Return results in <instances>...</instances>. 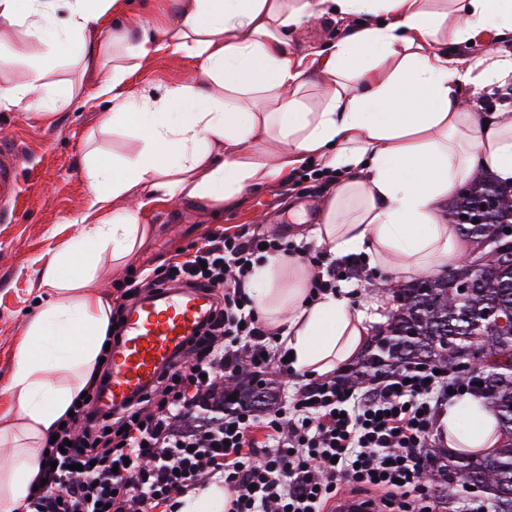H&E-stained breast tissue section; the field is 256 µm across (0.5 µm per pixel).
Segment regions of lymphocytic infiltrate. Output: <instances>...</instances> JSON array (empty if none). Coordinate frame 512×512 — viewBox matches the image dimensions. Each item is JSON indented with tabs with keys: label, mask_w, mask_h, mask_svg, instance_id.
Returning a JSON list of instances; mask_svg holds the SVG:
<instances>
[{
	"label": "lymphocytic infiltrate",
	"mask_w": 512,
	"mask_h": 512,
	"mask_svg": "<svg viewBox=\"0 0 512 512\" xmlns=\"http://www.w3.org/2000/svg\"><path fill=\"white\" fill-rule=\"evenodd\" d=\"M292 256L312 267L310 297L335 291L351 262L249 226L218 228L176 266L129 274L112 308L113 340L138 301L173 289L212 297L209 317L154 381L120 407H102L112 375L100 365L88 399L66 417L38 462L42 485L17 512H180L206 481L230 490V512H323L340 485L398 499L422 512L423 453L439 411L468 381L412 363L355 389L339 376L297 373L250 293L257 262ZM249 381L277 396L265 411L223 397L241 357Z\"/></svg>",
	"instance_id": "f902f5d3"
}]
</instances>
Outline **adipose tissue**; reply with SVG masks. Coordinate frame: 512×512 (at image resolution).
Instances as JSON below:
<instances>
[{"instance_id": "ef3b65f1", "label": "adipose tissue", "mask_w": 512, "mask_h": 512, "mask_svg": "<svg viewBox=\"0 0 512 512\" xmlns=\"http://www.w3.org/2000/svg\"><path fill=\"white\" fill-rule=\"evenodd\" d=\"M117 0H0V31L28 25L43 46L25 83L0 87V107L35 102L63 110L69 96L40 97L45 63L77 43L83 60L103 51L102 20ZM359 18L335 42L295 56L294 34L325 14ZM486 29L512 40V0H179L175 21L137 23L112 34V79L96 93L115 107L112 124L140 142L123 173L98 155L85 163L94 213L80 235L40 270L48 293L28 320L11 378L18 409L0 418V512H14L38 473V458L95 372L111 326V304L96 291L98 257L128 262L145 237L139 208L162 199L228 203L309 160L339 182L311 233L335 255L364 254L370 265L404 276H432L464 256L443 204L478 166L512 184V113L479 125L461 89L512 77V59L451 64L432 46ZM165 48L195 57L190 80L153 96L129 90L127 74ZM327 88L303 101L316 80ZM311 270L293 259L257 267L253 293L266 321L283 330L300 372L327 374L356 357L382 301L351 308L327 293L307 297ZM497 415L476 394L448 404L437 434L450 449L495 452Z\"/></svg>"}]
</instances>
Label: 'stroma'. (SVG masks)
Returning a JSON list of instances; mask_svg holds the SVG:
<instances>
[{"label": "stroma", "instance_id": "35a3bbf8", "mask_svg": "<svg viewBox=\"0 0 512 512\" xmlns=\"http://www.w3.org/2000/svg\"><path fill=\"white\" fill-rule=\"evenodd\" d=\"M176 11V0H118L114 19L150 26L175 20ZM41 51L40 42L27 26L1 35L0 58L5 64L0 67V85L24 82ZM506 53L512 54V43L498 40L488 30L478 31L472 43L448 45V57L456 62L472 63ZM197 67V59L166 50L141 61L126 82L132 89L157 96L166 87L187 81ZM87 81L83 61L62 49L47 65L44 92L59 96L74 89L64 110L47 114L35 107L0 108V139L12 141L21 158L18 200L0 221V415L15 409L9 385L28 311L44 296L40 268L58 247L76 237L80 219L92 210L93 197L82 171L86 153L95 149L118 159L139 145L126 130L105 125L112 102L92 91H81V84ZM465 98L467 111L480 121L494 111L512 113V84L491 89L471 85L465 89ZM331 193L330 183L309 178L307 167L302 166L286 178L244 191L230 205L177 198L153 202L140 215L146 235L130 266L114 265L111 254H102L99 279L107 297L115 298L117 285L128 270L183 260L219 226L232 233L244 224L259 225L290 241L315 245L308 230L323 223L324 203ZM390 280L384 270L367 265L360 278L340 283L338 290L356 307L362 306L369 294L381 293L391 312L396 303L386 290Z\"/></svg>", "mask_w": 512, "mask_h": 512}]
</instances>
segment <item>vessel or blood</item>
<instances>
[{
    "label": "vessel or blood",
    "mask_w": 512,
    "mask_h": 512,
    "mask_svg": "<svg viewBox=\"0 0 512 512\" xmlns=\"http://www.w3.org/2000/svg\"><path fill=\"white\" fill-rule=\"evenodd\" d=\"M19 162L18 152L0 143L1 204H8L14 195ZM210 305L206 293L187 289L135 305L112 351V377L103 404L121 406L134 391L151 382L206 317Z\"/></svg>",
    "instance_id": "vessel-or-blood-1"
}]
</instances>
